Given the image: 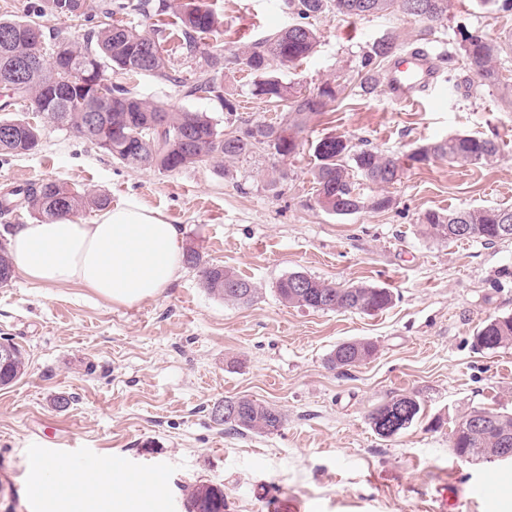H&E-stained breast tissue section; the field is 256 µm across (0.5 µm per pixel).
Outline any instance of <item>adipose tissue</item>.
Returning a JSON list of instances; mask_svg holds the SVG:
<instances>
[{
	"label": "adipose tissue",
	"instance_id": "1",
	"mask_svg": "<svg viewBox=\"0 0 512 512\" xmlns=\"http://www.w3.org/2000/svg\"><path fill=\"white\" fill-rule=\"evenodd\" d=\"M180 232L159 213L130 202L87 222L35 220L10 235L15 270L45 285H77L115 305L157 297L181 267Z\"/></svg>",
	"mask_w": 512,
	"mask_h": 512
}]
</instances>
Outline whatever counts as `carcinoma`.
<instances>
[{"label": "carcinoma", "instance_id": "1", "mask_svg": "<svg viewBox=\"0 0 512 512\" xmlns=\"http://www.w3.org/2000/svg\"><path fill=\"white\" fill-rule=\"evenodd\" d=\"M449 0H292L300 22L283 28L235 54V63L258 77L253 94L261 96L283 112L277 124L239 121L237 105L223 98L216 74L224 68V55L213 52L200 66L190 82L182 81L188 97L224 99L227 120L234 129L224 132L205 112L176 110L163 102L139 98L123 85L135 76L152 75L163 80H175L169 72L163 44L170 38L179 40L187 54L196 52L202 41L224 34V20L201 0H137L133 9L152 18L168 15L171 22L163 23L148 33L137 27L112 21V10L105 11L107 21L82 37L58 36L52 49H47L42 26L34 21L0 18V86L6 94L0 97V155H21L36 151L49 124L69 131L94 145L103 153L131 168H154L173 171L200 162L223 166L224 160L251 156L260 147L286 158L296 153L299 134L312 118L325 111L336 99L339 88L325 81L313 91H302L282 81L273 72L272 63L294 65L313 53L317 33L306 20L326 12L344 18L402 13L429 22L448 17ZM84 0H52L53 11L65 17L83 14ZM39 38L40 66L23 80L14 79L16 58L31 46L19 39V34ZM404 45L400 35L391 32L374 41L361 61L359 86L368 93L380 82V70ZM460 48L481 80L499 86L504 95L512 96V84L503 81L496 66L498 56L512 53V38L498 40L483 33H465ZM111 70L115 80L105 77ZM33 99L40 105L41 121L15 113L17 105ZM160 114L163 132L153 126ZM288 129L291 139L280 137L281 128ZM317 166L313 172L316 203L324 211L344 216L369 207L385 210L392 199L384 194L364 198L357 192L353 173L382 187L396 183L403 172V161L393 155L372 150L351 153L352 147L340 137L325 136L311 144ZM499 144L490 138L456 135L422 146L408 156L415 162H428L446 157L455 163H481L495 158ZM40 221L58 219L63 214L75 216L86 209L104 208L109 197L70 188L56 181L30 183L0 195V214L18 205ZM420 223L428 234L441 241L480 239L487 243L512 239V230L504 232L502 225L512 226V207H489L445 214L425 212ZM457 224H468L474 234L464 238L454 231ZM185 264L199 269L206 290L233 303L252 301L257 288L235 272L222 266L203 263L201 254L189 247L183 253ZM292 272L276 284L279 298L292 305L314 310H336L377 314L390 307L392 293L386 288L367 285H333L319 279L303 293L293 287ZM13 277L9 251L0 247V285ZM476 346L496 350L512 345V317L494 318L484 322L477 331ZM9 358L0 363V385H7L23 375L26 359L22 351L5 343ZM375 347L367 341H346L336 346L328 364L333 368L356 366L373 356ZM245 415L222 419L231 430H253L273 433L283 425L282 414L273 406L241 398ZM484 412L474 408L462 416L451 437L452 448L460 458H487L502 447V441L512 444V414L496 413V419L479 436L468 433L471 418ZM186 512H224V491L212 485L194 486L188 490Z\"/></svg>", "mask_w": 512, "mask_h": 512}]
</instances>
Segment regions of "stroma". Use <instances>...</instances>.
<instances>
[{"instance_id": "1", "label": "stroma", "mask_w": 512, "mask_h": 512, "mask_svg": "<svg viewBox=\"0 0 512 512\" xmlns=\"http://www.w3.org/2000/svg\"><path fill=\"white\" fill-rule=\"evenodd\" d=\"M87 2L83 16L64 19L51 12L50 0H0V17L38 22L49 38L80 36L112 3L115 19L151 27L121 10L122 0ZM205 2L223 18V36L191 56L169 41V67L189 79L204 56L223 50L222 98L190 99L152 76L129 81V88L221 125L227 98L238 102L241 119L280 121L281 112L252 95L253 76L232 57L297 22L294 9L288 0ZM310 24L314 52L282 69L281 78L310 91L331 80L342 90L290 157L261 151L221 167L136 169L54 127L37 152L0 156V190L53 179L108 194L115 205L137 202L179 225L182 247L258 289L253 302H227L186 266L159 296L133 306L19 274L0 286V338L27 358L25 374L0 386V512H33V448L61 462L112 457L158 475L153 512H185L186 488L203 482L223 488L225 512H269L276 496L296 512H485L470 488L512 479V464L460 459L450 442L473 408L512 413V346L474 345L484 321L512 317V240L441 242L420 225L429 210L512 207V104L460 51L467 32L512 34V10L494 0H452L430 37L445 56L447 80L412 109L398 108L380 87L360 92L357 71L374 41L391 31L413 38L423 22L329 13ZM459 134L494 138L501 152L476 165L411 162L385 188L360 182L363 197H391L385 210L336 216L315 202L312 141L332 135L356 151L406 156ZM292 272L386 288L393 303L374 315L294 306L275 291ZM349 340L372 342L374 356L329 368L331 351ZM60 395L68 406L56 405ZM398 395L416 397L421 413L407 429L381 437L369 414ZM243 396L276 407L280 430L237 432L214 421V405Z\"/></svg>"}]
</instances>
